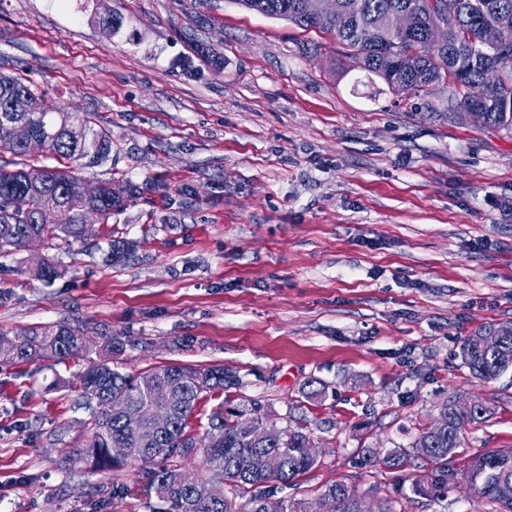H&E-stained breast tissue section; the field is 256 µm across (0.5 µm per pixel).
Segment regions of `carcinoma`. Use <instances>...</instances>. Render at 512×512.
<instances>
[{"instance_id":"cac0c4a2","label":"carcinoma","mask_w":512,"mask_h":512,"mask_svg":"<svg viewBox=\"0 0 512 512\" xmlns=\"http://www.w3.org/2000/svg\"><path fill=\"white\" fill-rule=\"evenodd\" d=\"M301 0H237V3L263 16L286 20L303 29H320L352 51L360 69L381 79L389 88L415 96L428 86L451 81L462 91L457 99L459 112L478 110L486 126L512 132V0H445L451 19L448 44L437 46L428 41L425 25L429 0H343L348 17L343 23L324 18L310 21L301 13ZM399 12L415 13L421 25L415 33L417 52L413 58L398 55L403 38L392 31L391 20ZM498 25L504 35L508 54L465 42L466 33L482 24ZM494 73V84L486 97L472 101L466 84ZM36 97L34 83L13 74H0V121L23 124L49 143L48 156L86 166L99 165L112 154V134L95 129L93 117L86 113L28 112L27 100ZM25 157V147L0 130V153ZM82 180L66 167H48L24 163L7 169L0 166V255L17 248L25 235L44 240L84 238L87 225L81 212L86 205L95 207L101 223L122 210L126 201L112 198L104 190L92 202L80 194ZM140 247L135 239H114L110 257L119 262ZM488 333L499 336L493 349L479 340ZM125 340L109 335L98 351L84 342L80 327L66 323L43 325L13 338L0 347V364H19L69 359L85 361L76 379V388L90 411L91 433L73 448L64 449L66 466L81 465L91 471H113L134 462L156 459L164 465L148 474L161 507L152 512H322L332 499L335 512H365V504L344 483L327 485L311 499L278 498L273 483L288 484L314 470L319 460L307 446L310 436L300 424L279 426L263 420L257 404L219 405L207 417L202 432L193 431L192 421L201 401L238 384L237 376L222 366L195 368L179 363L154 367L139 376L119 370L118 360L125 351ZM462 366L485 382L512 372V324H490L472 334L460 349ZM174 392V400L163 402L165 391ZM125 401L121 412L112 410V401ZM159 410L170 412V422L152 434L146 428L134 431L128 420L141 418L147 424ZM495 414L486 401L472 411H463L450 399L441 406L440 417L448 427L438 432L423 428L412 448L431 466L427 478L413 479V494L440 500L448 496L455 471L448 458L463 442V431L483 423ZM215 433L220 441L209 444L206 436ZM201 455L204 474L188 478L175 458ZM369 463L402 469L411 454L394 448L380 455L365 449ZM467 469L475 486L474 495L499 505L498 512H512V448L488 451L470 458Z\"/></svg>"}]
</instances>
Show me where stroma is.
Wrapping results in <instances>:
<instances>
[{"label": "stroma", "instance_id": "obj_1", "mask_svg": "<svg viewBox=\"0 0 512 512\" xmlns=\"http://www.w3.org/2000/svg\"><path fill=\"white\" fill-rule=\"evenodd\" d=\"M123 18L108 34L105 13ZM206 45L224 59L214 71ZM50 111L93 113L112 156L83 181L139 193L89 225L0 256V335L80 325L129 346L121 372L224 366L227 397L277 424L305 423L318 467L282 496L342 482L378 512H496L465 485L405 500L419 468L362 461L410 447L453 397L495 406L460 457L512 448V374L472 377L462 341L512 323V132L453 111L443 81L416 96L356 68L333 35L234 0H0V72ZM141 246L108 263V237ZM59 271L33 276L35 258ZM81 364L0 366V512H150L152 463L71 471L89 432L66 383ZM325 388L307 401L308 382Z\"/></svg>", "mask_w": 512, "mask_h": 512}]
</instances>
